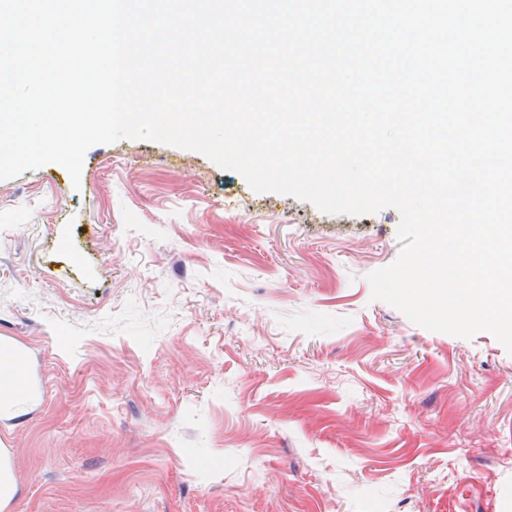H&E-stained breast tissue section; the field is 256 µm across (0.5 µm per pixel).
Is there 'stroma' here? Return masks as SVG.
Masks as SVG:
<instances>
[{
    "mask_svg": "<svg viewBox=\"0 0 512 512\" xmlns=\"http://www.w3.org/2000/svg\"><path fill=\"white\" fill-rule=\"evenodd\" d=\"M399 219L146 140L0 179L8 512H512V353L372 300ZM25 358L12 343L0 342V412L15 409L24 395H30Z\"/></svg>",
    "mask_w": 512,
    "mask_h": 512,
    "instance_id": "35a3bbf8",
    "label": "stroma"
}]
</instances>
